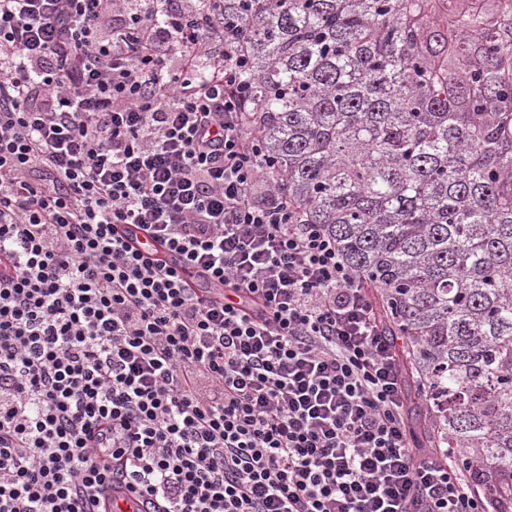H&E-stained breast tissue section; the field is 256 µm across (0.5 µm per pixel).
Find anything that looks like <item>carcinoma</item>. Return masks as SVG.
I'll list each match as a JSON object with an SVG mask.
<instances>
[{
	"label": "carcinoma",
	"instance_id": "obj_1",
	"mask_svg": "<svg viewBox=\"0 0 512 512\" xmlns=\"http://www.w3.org/2000/svg\"><path fill=\"white\" fill-rule=\"evenodd\" d=\"M268 182L400 338L421 445L512 512V0H224Z\"/></svg>",
	"mask_w": 512,
	"mask_h": 512
}]
</instances>
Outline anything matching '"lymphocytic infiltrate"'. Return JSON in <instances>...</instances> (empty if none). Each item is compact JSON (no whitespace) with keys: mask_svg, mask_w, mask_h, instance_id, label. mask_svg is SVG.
Instances as JSON below:
<instances>
[{"mask_svg":"<svg viewBox=\"0 0 512 512\" xmlns=\"http://www.w3.org/2000/svg\"><path fill=\"white\" fill-rule=\"evenodd\" d=\"M245 54L212 0H0V512L108 477L140 512H491L416 446L361 274L266 189Z\"/></svg>","mask_w":512,"mask_h":512,"instance_id":"obj_1","label":"lymphocytic infiltrate"}]
</instances>
